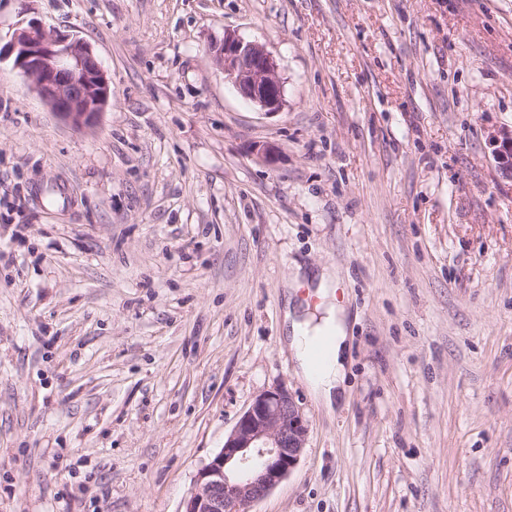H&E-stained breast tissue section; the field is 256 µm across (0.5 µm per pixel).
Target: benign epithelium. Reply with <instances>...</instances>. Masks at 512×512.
I'll list each match as a JSON object with an SVG mask.
<instances>
[{"label":"benign epithelium","mask_w":512,"mask_h":512,"mask_svg":"<svg viewBox=\"0 0 512 512\" xmlns=\"http://www.w3.org/2000/svg\"><path fill=\"white\" fill-rule=\"evenodd\" d=\"M5 56L13 58L51 110L74 126H95L112 97L93 49L76 35L31 21L0 45V59ZM214 57L243 97L268 114L282 109L279 67L265 45L226 30ZM490 142L498 168L512 176V128L494 131ZM308 433L305 414L286 387L261 392L224 438L223 448L199 472L182 512H252L297 467Z\"/></svg>","instance_id":"obj_1"}]
</instances>
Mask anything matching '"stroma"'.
Here are the masks:
<instances>
[{"mask_svg": "<svg viewBox=\"0 0 512 512\" xmlns=\"http://www.w3.org/2000/svg\"><path fill=\"white\" fill-rule=\"evenodd\" d=\"M33 19L112 99L75 128L0 60V512H181L278 385L308 441L253 512H512V0H0V43ZM228 29L278 113L225 80ZM323 268L332 413L282 327ZM216 63L246 99L265 110L278 113L284 104L283 84L276 59L265 45L246 41L235 31L225 30L215 49ZM493 156L501 172L512 176V128H500L490 136Z\"/></svg>", "mask_w": 512, "mask_h": 512, "instance_id": "35a3bbf8", "label": "stroma"}]
</instances>
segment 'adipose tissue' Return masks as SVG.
<instances>
[{"label":"adipose tissue","instance_id":"1","mask_svg":"<svg viewBox=\"0 0 512 512\" xmlns=\"http://www.w3.org/2000/svg\"><path fill=\"white\" fill-rule=\"evenodd\" d=\"M317 314L297 315L294 307L284 312L287 346L301 377L308 383L313 397L324 408H332L333 399L343 389L347 329L345 310L336 298L333 279L321 274L318 283ZM329 350L321 367H314L313 354L320 344Z\"/></svg>","mask_w":512,"mask_h":512}]
</instances>
